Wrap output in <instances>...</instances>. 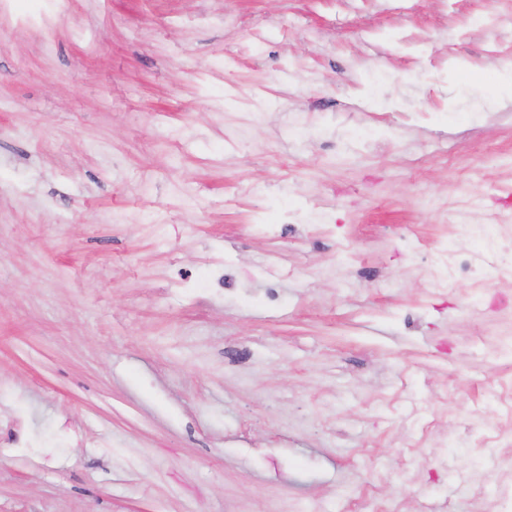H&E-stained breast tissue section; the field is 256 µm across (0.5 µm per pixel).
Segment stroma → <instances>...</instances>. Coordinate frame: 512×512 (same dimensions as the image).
<instances>
[{
    "mask_svg": "<svg viewBox=\"0 0 512 512\" xmlns=\"http://www.w3.org/2000/svg\"><path fill=\"white\" fill-rule=\"evenodd\" d=\"M510 60L512 0H0V512L497 498L512 311L417 267L512 208ZM498 404L500 407L499 421L494 427L485 428L484 442L492 443L494 448H511L512 436L509 429L503 426L512 422V364L504 365L498 377ZM506 445V446H504Z\"/></svg>",
    "mask_w": 512,
    "mask_h": 512,
    "instance_id": "obj_1",
    "label": "stroma"
}]
</instances>
